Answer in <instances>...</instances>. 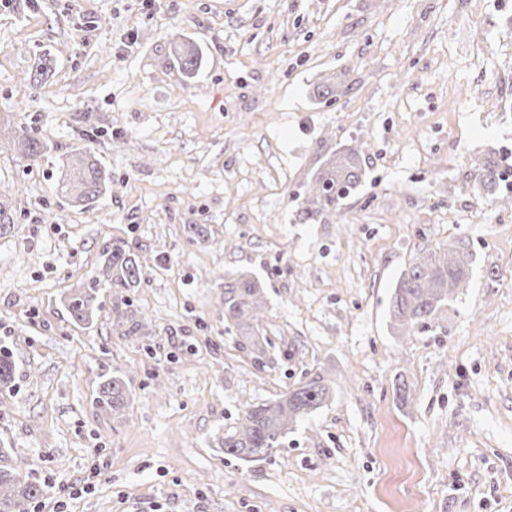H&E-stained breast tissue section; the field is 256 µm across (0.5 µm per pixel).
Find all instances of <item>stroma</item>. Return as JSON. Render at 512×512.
Masks as SVG:
<instances>
[{
  "instance_id": "stroma-1",
  "label": "stroma",
  "mask_w": 512,
  "mask_h": 512,
  "mask_svg": "<svg viewBox=\"0 0 512 512\" xmlns=\"http://www.w3.org/2000/svg\"><path fill=\"white\" fill-rule=\"evenodd\" d=\"M76 147L109 177L88 207L57 194ZM351 148L360 186L304 220ZM0 224V441L48 480L38 512H512V0H0ZM115 239L140 286L79 328L61 300ZM457 242L466 287L393 327L403 271ZM240 274L264 288L256 348L224 322ZM113 370L117 417L96 405ZM318 373L332 398L271 455L224 454ZM174 58L188 79L194 78L199 64V52L197 46L190 41H184L173 50ZM47 150V144L37 132H26L17 143V151L30 161L38 160Z\"/></svg>"
}]
</instances>
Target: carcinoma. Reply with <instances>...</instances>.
Instances as JSON below:
<instances>
[{
    "label": "carcinoma",
    "mask_w": 512,
    "mask_h": 512,
    "mask_svg": "<svg viewBox=\"0 0 512 512\" xmlns=\"http://www.w3.org/2000/svg\"><path fill=\"white\" fill-rule=\"evenodd\" d=\"M174 58L188 79L194 78L199 64L197 46L185 41L173 50ZM47 144L34 131L24 134L17 151L30 161L38 160ZM363 175L362 159L356 151L330 157L319 171L315 199L304 215L333 216L341 202L353 194ZM503 178L498 166L488 162L478 168L476 181L486 187L495 186ZM107 177L85 152L75 149L67 155L58 179V190L66 198L85 204L94 203L103 194ZM101 277L86 287L63 298V305L73 323L92 329L96 323L97 296L110 288L119 294L140 283V269L134 248L124 240H116L103 250ZM471 255L465 250L444 249L427 260L411 266L394 288L391 319L396 326L414 327L435 317L451 299L456 289L465 286ZM262 288L256 280L241 276L224 282V320L236 327L242 336L256 335L255 323L261 318ZM15 360L11 350L0 345V390L11 388ZM331 386L321 375L291 390L284 397L255 405L245 412L243 423L220 441L224 453L246 462H254L270 454L299 420L319 409L331 398ZM127 402L125 381L118 375L104 380L98 406L117 414ZM8 452L0 449V512H30V507L46 495L45 485L24 467L5 463Z\"/></svg>",
    "instance_id": "obj_1"
}]
</instances>
